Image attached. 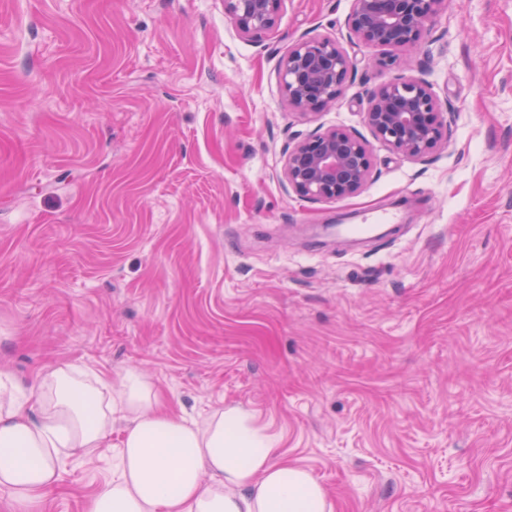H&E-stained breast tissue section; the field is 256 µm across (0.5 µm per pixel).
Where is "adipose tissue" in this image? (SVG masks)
<instances>
[{
  "instance_id": "1",
  "label": "adipose tissue",
  "mask_w": 512,
  "mask_h": 512,
  "mask_svg": "<svg viewBox=\"0 0 512 512\" xmlns=\"http://www.w3.org/2000/svg\"><path fill=\"white\" fill-rule=\"evenodd\" d=\"M9 383L0 371V489L21 504L53 490L60 451L102 447L118 421V476L86 512H331L319 481L245 408L190 421L159 409L154 384L134 370L109 382L60 369L34 399Z\"/></svg>"
}]
</instances>
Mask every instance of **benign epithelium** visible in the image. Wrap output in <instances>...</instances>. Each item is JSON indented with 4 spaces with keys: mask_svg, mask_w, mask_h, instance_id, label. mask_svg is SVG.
Instances as JSON below:
<instances>
[{
    "mask_svg": "<svg viewBox=\"0 0 512 512\" xmlns=\"http://www.w3.org/2000/svg\"><path fill=\"white\" fill-rule=\"evenodd\" d=\"M286 0H224V14L249 39L272 31ZM445 0H351L348 38L367 46H414ZM354 67L339 41L301 39L284 55L280 71L289 105L306 112L335 104ZM452 111L442 108L432 86L395 76L368 98L364 122L391 150L421 159L442 141ZM371 169L368 144L338 128L317 131L288 150L283 177L288 189L313 201L358 194Z\"/></svg>",
    "mask_w": 512,
    "mask_h": 512,
    "instance_id": "benign-epithelium-1",
    "label": "benign epithelium"
}]
</instances>
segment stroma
<instances>
[{"instance_id":"obj_1","label":"stroma","mask_w":512,"mask_h":512,"mask_svg":"<svg viewBox=\"0 0 512 512\" xmlns=\"http://www.w3.org/2000/svg\"><path fill=\"white\" fill-rule=\"evenodd\" d=\"M350 0H287L243 38L224 0H0V369L130 368L202 420L242 406L333 512H512V0H445L399 74L453 112L416 161L374 139L389 72L346 38ZM343 41L335 105L303 115L280 61ZM367 140L353 197L300 199L284 152ZM394 212L357 245L340 224ZM112 431L61 458L34 512H85Z\"/></svg>"}]
</instances>
